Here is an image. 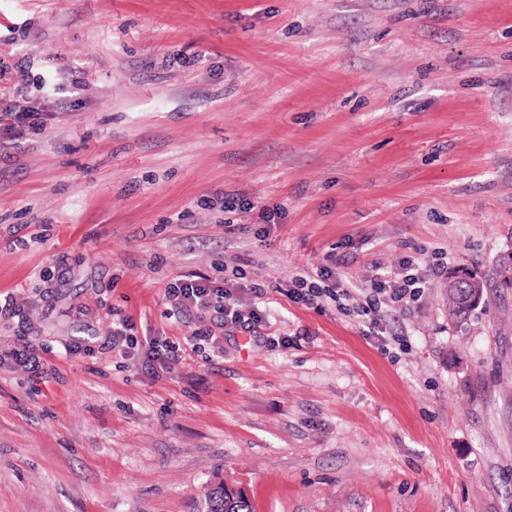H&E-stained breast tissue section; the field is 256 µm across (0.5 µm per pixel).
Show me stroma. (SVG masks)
Masks as SVG:
<instances>
[{
  "label": "stroma",
  "instance_id": "stroma-1",
  "mask_svg": "<svg viewBox=\"0 0 512 512\" xmlns=\"http://www.w3.org/2000/svg\"><path fill=\"white\" fill-rule=\"evenodd\" d=\"M15 103L47 127L0 125V512H512V0H0ZM331 253L426 288L365 335L283 292ZM218 264L256 331L173 315ZM116 317L181 362L113 356ZM233 486L220 485L213 488L205 498V512H253L249 500Z\"/></svg>",
  "mask_w": 512,
  "mask_h": 512
}]
</instances>
